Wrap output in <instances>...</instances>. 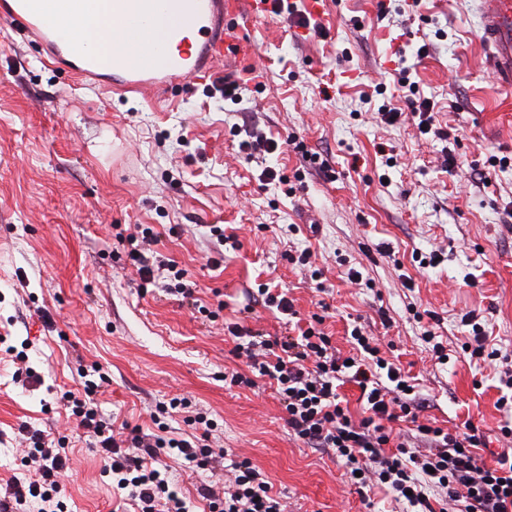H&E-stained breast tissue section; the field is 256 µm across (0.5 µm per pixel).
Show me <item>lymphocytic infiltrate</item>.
Masks as SVG:
<instances>
[{
	"instance_id": "1",
	"label": "lymphocytic infiltrate",
	"mask_w": 512,
	"mask_h": 512,
	"mask_svg": "<svg viewBox=\"0 0 512 512\" xmlns=\"http://www.w3.org/2000/svg\"><path fill=\"white\" fill-rule=\"evenodd\" d=\"M229 332L236 341L237 356L244 358L248 368L244 374L232 373L231 384L252 387L257 380H272L294 436L307 447L332 451L356 474L357 484L384 489L394 500H407L420 512H435L428 495L433 487L446 490L456 512H512V462L485 463L479 454L484 438L476 427L461 432L418 426V434L429 445L425 454L405 443H392L387 422L411 417L419 399L414 384L398 373L361 328H353L351 337L364 356L351 363L337 355L329 336L313 324L298 335L274 340L240 324ZM345 381L361 390L365 412L361 420H353L339 392ZM94 391V384H86L85 398H68L67 405L79 427L96 437L105 473L138 512H190L186 500L170 488L166 469L152 463L164 450L197 466L229 460V484L204 494L209 512H288L283 494L274 491L249 459L212 448L207 434L214 423L206 415L193 417L201 435H157L147 442L136 434L127 452L116 440L110 420L95 405ZM30 440L29 462L39 477L7 482L0 490V512H28L32 507L37 512H65L61 477L66 458L59 448L45 445L40 432H32Z\"/></svg>"
}]
</instances>
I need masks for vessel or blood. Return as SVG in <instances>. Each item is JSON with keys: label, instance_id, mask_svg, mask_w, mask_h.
I'll list each match as a JSON object with an SVG mask.
<instances>
[{"label": "vessel or blood", "instance_id": "1", "mask_svg": "<svg viewBox=\"0 0 512 512\" xmlns=\"http://www.w3.org/2000/svg\"><path fill=\"white\" fill-rule=\"evenodd\" d=\"M85 0H0V21L23 39L41 46L54 64L105 90L123 89L165 96L174 87H189L212 73L226 58L248 52L241 35V13L264 14L266 0H114L120 24L112 30L114 51L99 57L90 47L46 27L49 8L66 12L79 23ZM163 10L175 17L165 41L151 36L150 16ZM481 38L496 86L512 88V0H479ZM143 34L129 42L130 32Z\"/></svg>", "mask_w": 512, "mask_h": 512}]
</instances>
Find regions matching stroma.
<instances>
[{
    "mask_svg": "<svg viewBox=\"0 0 512 512\" xmlns=\"http://www.w3.org/2000/svg\"><path fill=\"white\" fill-rule=\"evenodd\" d=\"M244 34L252 57L162 102L79 83L0 22V485L35 478L22 464L32 427L62 443L69 512H134L65 406L91 379L117 431L188 434V412L206 413L212 446L249 458L292 512H412L358 489L341 460L297 440L273 387L225 383L245 369L228 325L285 332L277 310L243 311L263 283L288 290L298 325L322 316L340 356L353 353V326L364 327L418 383L421 423L472 422L486 437L483 459L503 454L512 90L493 83L475 0H324L309 26L264 14ZM406 75L435 102L436 133H421ZM224 77L243 82L240 100L224 98ZM384 105L400 119L385 120ZM246 125L278 151L245 158ZM268 168L287 184L267 183ZM142 224L158 232L162 263L185 270L196 303L167 293L163 275L142 284L128 260ZM215 225L238 248H220ZM305 249L310 265L295 263ZM432 252L439 263L420 266ZM470 314L501 359L463 352ZM426 329L448 361L424 342ZM25 340L36 386L15 380L7 351ZM183 397L190 411L163 412ZM157 462L192 512H208L200 492L211 471L175 455Z\"/></svg>",
    "mask_w": 512,
    "mask_h": 512,
    "instance_id": "stroma-1",
    "label": "stroma"
}]
</instances>
